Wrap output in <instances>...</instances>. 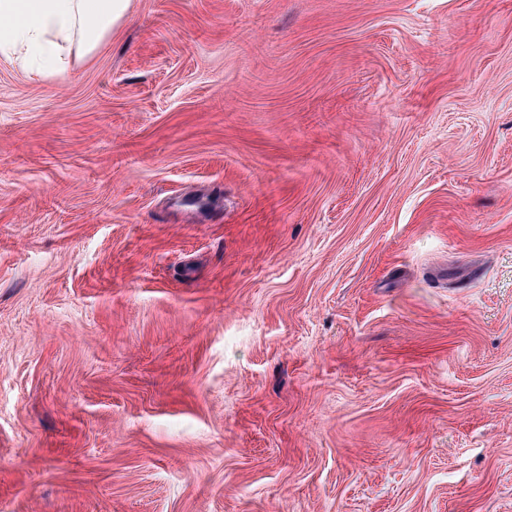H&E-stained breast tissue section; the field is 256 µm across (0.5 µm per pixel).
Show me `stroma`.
Instances as JSON below:
<instances>
[{"mask_svg": "<svg viewBox=\"0 0 512 512\" xmlns=\"http://www.w3.org/2000/svg\"><path fill=\"white\" fill-rule=\"evenodd\" d=\"M0 512H512V0L0 56Z\"/></svg>", "mask_w": 512, "mask_h": 512, "instance_id": "obj_1", "label": "stroma"}]
</instances>
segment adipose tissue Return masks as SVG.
I'll list each match as a JSON object with an SVG mask.
<instances>
[{"mask_svg": "<svg viewBox=\"0 0 512 512\" xmlns=\"http://www.w3.org/2000/svg\"><path fill=\"white\" fill-rule=\"evenodd\" d=\"M131 0H0V54L39 77L69 74L71 59L94 55Z\"/></svg>", "mask_w": 512, "mask_h": 512, "instance_id": "ef3b65f1", "label": "adipose tissue"}]
</instances>
